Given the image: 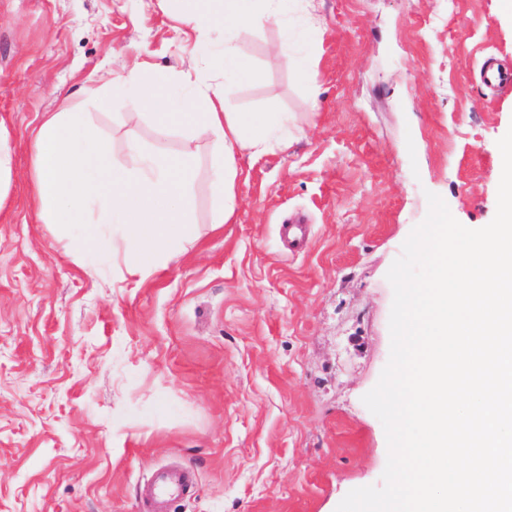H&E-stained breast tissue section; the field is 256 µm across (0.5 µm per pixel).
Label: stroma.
I'll list each match as a JSON object with an SVG mask.
<instances>
[{
	"instance_id": "35a3bbf8",
	"label": "stroma",
	"mask_w": 512,
	"mask_h": 512,
	"mask_svg": "<svg viewBox=\"0 0 512 512\" xmlns=\"http://www.w3.org/2000/svg\"><path fill=\"white\" fill-rule=\"evenodd\" d=\"M316 8L308 81L268 23L238 35L256 79L225 91L229 111L289 113L305 137L237 156L225 224L199 144L198 238L140 284L36 224L30 143L47 113L82 112L117 162L130 136L178 153L187 127L128 122L105 81L142 62L182 82L209 43L174 0H0V137L15 147L0 201V512H140L143 482L168 465L196 484L169 512H336L380 484L386 435L362 398L390 356L386 275L427 193L468 228L495 217L512 87H487L480 69L512 66V11ZM295 218L309 231L299 251L280 233Z\"/></svg>"
}]
</instances>
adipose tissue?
Instances as JSON below:
<instances>
[{
  "mask_svg": "<svg viewBox=\"0 0 512 512\" xmlns=\"http://www.w3.org/2000/svg\"><path fill=\"white\" fill-rule=\"evenodd\" d=\"M294 3L307 31H316L320 19L314 0H180L183 23L221 37L217 50L202 62H190L195 80L176 84L164 74L148 78L137 64L112 81L135 115L153 114L163 129L171 119L183 118L194 137L208 139L214 223H227L235 210L237 153L262 155L300 129L284 112L228 111L213 79L250 77L237 47L239 29L281 22ZM110 152L83 113H49L32 145L35 219L65 239L82 262L93 263L107 252L124 258L129 275L144 281L197 238L189 178L197 154L189 144L175 155L148 150L133 137L125 143L123 164L111 162Z\"/></svg>",
  "mask_w": 512,
  "mask_h": 512,
  "instance_id": "obj_1",
  "label": "adipose tissue"
}]
</instances>
